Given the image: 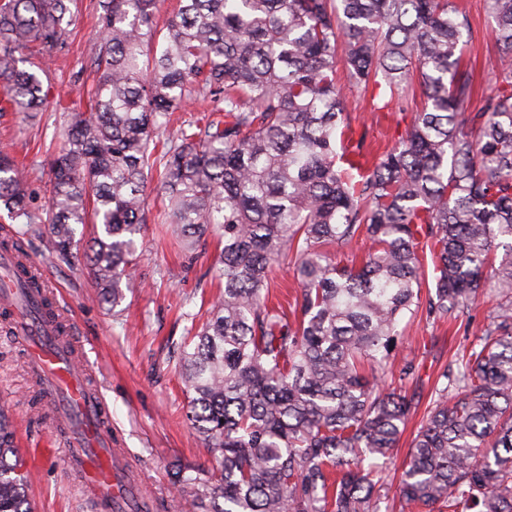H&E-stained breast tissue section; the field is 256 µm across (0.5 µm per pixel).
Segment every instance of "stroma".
Returning <instances> with one entry per match:
<instances>
[{"label": "stroma", "mask_w": 512, "mask_h": 512, "mask_svg": "<svg viewBox=\"0 0 512 512\" xmlns=\"http://www.w3.org/2000/svg\"><path fill=\"white\" fill-rule=\"evenodd\" d=\"M96 0H75L72 24L61 49L55 53L48 76L50 100L82 104L91 82L85 50L98 35ZM468 11L473 38L466 57L475 68L477 92L468 104L477 110L491 87L498 50L489 38L492 19L486 0H461ZM420 97L374 109L370 95L351 92L346 107L350 129L346 150L363 142V155L371 160L404 133ZM64 117L49 109L35 117L0 112V148L24 163L35 205L47 198L49 164L63 141ZM147 222L138 239L133 261V281L121 306L101 304L86 266L85 252L94 236L93 225L77 228L79 254L70 261L58 259L46 238L27 236L25 250L36 257L56 288L58 299L73 313L79 341L99 355L93 375L109 404L112 430L132 459L144 468L149 487L157 492L155 512H189V492H176L169 470L179 463L188 468H216L199 434L186 418L189 398L179 373L181 346L192 320H204L206 303L220 291L212 267L222 245L209 236L194 254H187L171 237L158 195H151ZM496 301L484 294L469 314L446 324L425 313L408 319L407 340L396 353L397 361L414 363L418 384L430 392L444 367L457 353L484 336ZM0 320V407L14 432L15 446L28 480L34 512H87L66 471L64 451L53 444L49 423L52 411L36 400L37 387L26 375L24 355L7 335ZM421 421L413 416L402 434L384 482L376 496L379 512H409L398 485L410 452L413 434Z\"/></svg>", "instance_id": "35a3bbf8"}]
</instances>
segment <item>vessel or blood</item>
I'll list each match as a JSON object with an SVG mask.
<instances>
[{
    "label": "vessel or blood",
    "instance_id": "obj_1",
    "mask_svg": "<svg viewBox=\"0 0 512 512\" xmlns=\"http://www.w3.org/2000/svg\"><path fill=\"white\" fill-rule=\"evenodd\" d=\"M13 263L11 253L0 254V309L11 316L30 381L46 404L59 408L52 429L66 449L75 487L92 512H139L146 493L143 471L125 449L113 447L109 408L100 390L88 383L91 370L80 361L75 333L59 330L70 320L69 310L59 305L54 318H41L37 293L18 308Z\"/></svg>",
    "mask_w": 512,
    "mask_h": 512
}]
</instances>
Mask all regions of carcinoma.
I'll list each match as a JSON object with an SVG mask.
<instances>
[{
	"instance_id": "carcinoma-1",
	"label": "carcinoma",
	"mask_w": 512,
	"mask_h": 512,
	"mask_svg": "<svg viewBox=\"0 0 512 512\" xmlns=\"http://www.w3.org/2000/svg\"><path fill=\"white\" fill-rule=\"evenodd\" d=\"M497 75L482 106L462 61L471 32L456 0H97L96 73L67 114L39 208L27 171L0 151V208L44 227L63 260L76 225H100L86 256L98 299L117 307L134 237L159 186L171 235L193 249L212 232L224 290L187 328L180 373L187 418L216 470L173 469L197 512H376L368 458L396 447L421 392L390 388L397 328L422 310L468 313L485 284L502 298L485 336L441 373L411 443L406 504L512 512V0H486ZM72 0L0 3V82L15 112L44 111L43 78L71 25ZM346 84H341L339 73ZM424 104L364 172L337 151L349 128L344 86ZM207 103L206 122L175 112ZM365 245L360 267L341 252ZM434 290L421 299L419 249ZM293 262L300 291L268 300ZM0 512H32L8 418L0 412Z\"/></svg>"
}]
</instances>
